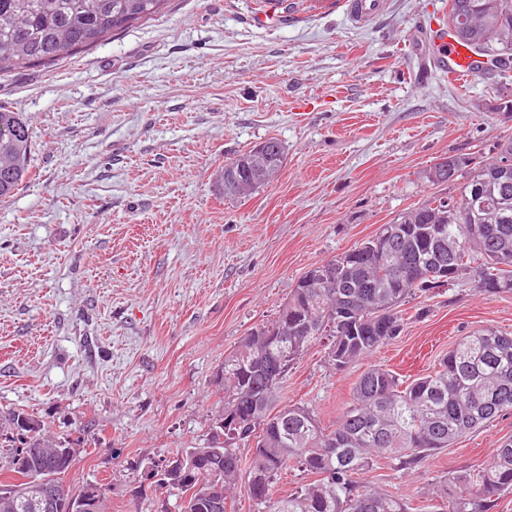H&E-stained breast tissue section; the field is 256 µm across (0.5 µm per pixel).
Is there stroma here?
I'll list each match as a JSON object with an SVG mask.
<instances>
[{"label": "stroma", "instance_id": "obj_1", "mask_svg": "<svg viewBox=\"0 0 512 512\" xmlns=\"http://www.w3.org/2000/svg\"><path fill=\"white\" fill-rule=\"evenodd\" d=\"M448 0H388L351 25L332 0H169L163 12L51 65L0 76L22 113L32 179L0 201V412L78 446L71 488L106 486L143 512L147 474L204 439L224 357L272 320L309 269L414 205L454 194L439 158L512 138V78L441 69L423 35ZM270 138L286 158L250 197L216 186L225 160ZM403 329L339 371L322 342L282 402L332 427L368 364L429 372L470 331L512 332V292L462 278L400 307ZM512 413L410 470L367 479L417 512L449 476L491 460Z\"/></svg>", "mask_w": 512, "mask_h": 512}]
</instances>
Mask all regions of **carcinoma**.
<instances>
[{"mask_svg":"<svg viewBox=\"0 0 512 512\" xmlns=\"http://www.w3.org/2000/svg\"><path fill=\"white\" fill-rule=\"evenodd\" d=\"M167 0H0V74L50 64L107 39L113 32L161 12ZM448 21L465 45L490 54L512 50V0H449ZM254 183L219 190L238 199L268 184L285 160L284 146ZM31 136L21 113L0 103V199L14 196L30 174ZM496 155L472 165L468 154L448 156V170L463 179L448 206L429 199L406 211L348 252L323 266L328 275L307 283L310 269L291 289L270 322L252 329L224 356L219 405L208 438L155 465L154 493L175 512H228L231 494L245 488L263 512H410V503L364 479L382 459L418 465L464 435L512 411V333L471 332L432 372L408 384L380 365L358 377L352 399L330 430L303 404L280 402L283 380L270 381L273 360L288 354L287 376L312 342L327 338L332 365L343 370L375 354L402 330L397 308L436 287L432 273L448 268V281L467 277L480 290H512V172ZM237 421L224 426L226 410ZM251 443L243 459L238 442ZM56 437L24 411L0 417V492L35 480L64 485L68 469ZM310 482L275 496L287 471ZM454 490L434 512H492L512 493V440L484 467L453 478Z\"/></svg>","mask_w":512,"mask_h":512,"instance_id":"cac0c4a2","label":"carcinoma"}]
</instances>
